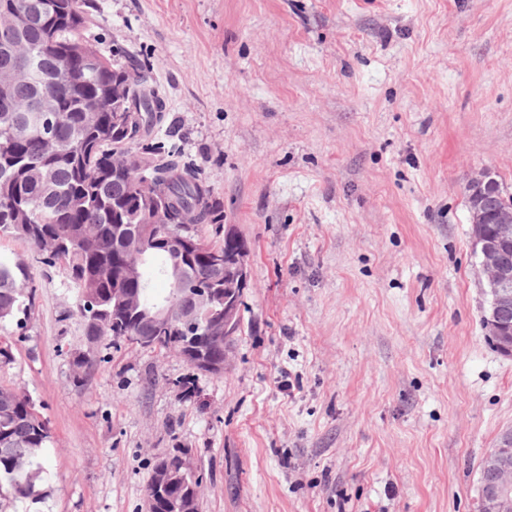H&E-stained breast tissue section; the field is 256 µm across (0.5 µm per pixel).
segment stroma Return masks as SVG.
<instances>
[{"instance_id": "stroma-1", "label": "stroma", "mask_w": 512, "mask_h": 512, "mask_svg": "<svg viewBox=\"0 0 512 512\" xmlns=\"http://www.w3.org/2000/svg\"><path fill=\"white\" fill-rule=\"evenodd\" d=\"M105 57L144 64L152 143L211 186L248 249L223 374L89 339L66 266L0 237L35 303L0 328V385L51 429L39 499L0 512H147L188 454L201 512H476L512 427V357L467 196L512 192V0H86ZM175 468V464L173 463L172 458L170 457H162L159 460L156 461L154 469L152 471L151 477L149 479V482L151 481L152 477L154 480V483L156 486L160 488H165L169 484L166 483L169 480L170 471ZM154 475V476H153ZM189 497L187 498V502L189 503L188 506L180 510L181 506V498L173 500L170 503V508L172 509L169 511L167 501L161 497H159L155 492L153 488V481L148 483L146 494L147 497L152 499L154 504L153 508L155 509L154 512H161V511H169V512H200V488L199 487H190L188 489ZM196 502L198 508L195 509V511H192L194 509L193 505Z\"/></svg>"}]
</instances>
